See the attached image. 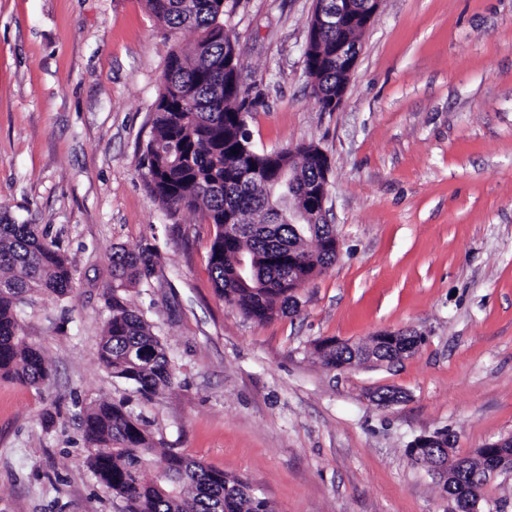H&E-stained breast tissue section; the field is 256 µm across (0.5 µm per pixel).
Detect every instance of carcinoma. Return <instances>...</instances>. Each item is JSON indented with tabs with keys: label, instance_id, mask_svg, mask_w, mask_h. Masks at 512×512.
<instances>
[{
	"label": "carcinoma",
	"instance_id": "1",
	"mask_svg": "<svg viewBox=\"0 0 512 512\" xmlns=\"http://www.w3.org/2000/svg\"><path fill=\"white\" fill-rule=\"evenodd\" d=\"M146 8L169 30L192 29L198 38L188 52L168 56L154 104L153 132L145 145L150 187L171 208L199 210L215 228L209 248V273L215 291L245 317L266 323L298 312V290L336 261L324 243L336 237L335 225L320 218L288 223V173L298 189L324 180L330 161L317 146H298L300 162L288 169V150L257 152L247 130L251 102L233 79L238 57L224 21V0H145ZM329 30L312 43L303 60L310 90L321 110L331 105L345 77L336 70V41ZM248 273L239 275V260ZM112 316L99 336L98 357L112 377L154 396L171 387L172 362L151 326L117 295L147 277L152 253L112 249ZM76 270L36 224H0V377L38 386L52 369L39 349L28 344L20 325V305L29 294L68 295ZM409 347L384 348L374 336L366 347L379 360L415 353ZM322 366L351 362L352 351L324 339L314 348ZM87 445L86 464L97 482L123 500L126 512H274L243 478L175 452L156 461L154 439L124 405L102 399L81 410ZM506 448L476 449L448 466L442 490L484 495L487 483L475 473ZM413 463L435 467L442 448L413 453ZM155 469L152 479L145 472Z\"/></svg>",
	"mask_w": 512,
	"mask_h": 512
}]
</instances>
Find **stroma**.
<instances>
[{
    "mask_svg": "<svg viewBox=\"0 0 512 512\" xmlns=\"http://www.w3.org/2000/svg\"><path fill=\"white\" fill-rule=\"evenodd\" d=\"M224 6L253 148L312 143L331 162L337 258L298 314L263 324L216 294L213 225L146 176L168 54L196 32L144 0H0V223L39 225L76 270L69 295L23 307L51 381L0 378V512H123L84 464L78 413L102 399L274 512H450L412 442L445 430L463 458L512 436V0H382L333 112L303 69L314 0ZM116 246L155 253L120 293L173 358L149 399L98 359ZM385 332L422 342L380 366L314 355ZM382 387L402 400L378 405ZM347 343L351 345L352 343L337 341L336 339H324L318 342L314 348V354L317 357V360L321 363L322 366L327 368H336V363L342 362H351L353 359L352 351L347 347H338L336 348V344ZM361 363H374L372 361L361 360L358 361L354 358L351 364H344L340 369L351 367L355 365H359Z\"/></svg>",
    "mask_w": 512,
    "mask_h": 512,
    "instance_id": "1",
    "label": "stroma"
}]
</instances>
